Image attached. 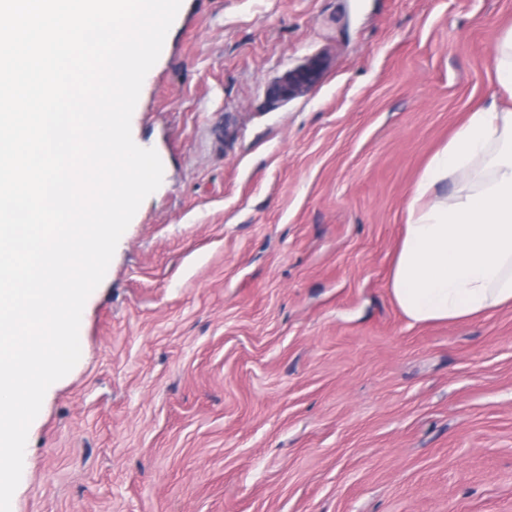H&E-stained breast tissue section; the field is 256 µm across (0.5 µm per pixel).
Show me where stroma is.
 Wrapping results in <instances>:
<instances>
[{"instance_id": "stroma-1", "label": "stroma", "mask_w": 512, "mask_h": 512, "mask_svg": "<svg viewBox=\"0 0 512 512\" xmlns=\"http://www.w3.org/2000/svg\"><path fill=\"white\" fill-rule=\"evenodd\" d=\"M511 28L512 0H183L131 120L163 181L15 512H512V307L414 323L389 288L422 171L512 103ZM495 54L497 82L512 96V28L497 40Z\"/></svg>"}]
</instances>
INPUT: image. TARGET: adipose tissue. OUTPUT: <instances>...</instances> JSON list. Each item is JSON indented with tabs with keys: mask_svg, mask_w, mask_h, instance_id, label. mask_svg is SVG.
I'll list each match as a JSON object with an SVG mask.
<instances>
[{
	"mask_svg": "<svg viewBox=\"0 0 512 512\" xmlns=\"http://www.w3.org/2000/svg\"><path fill=\"white\" fill-rule=\"evenodd\" d=\"M389 288L415 323L512 306V109L478 106L427 165Z\"/></svg>",
	"mask_w": 512,
	"mask_h": 512,
	"instance_id": "ef3b65f1",
	"label": "adipose tissue"
}]
</instances>
